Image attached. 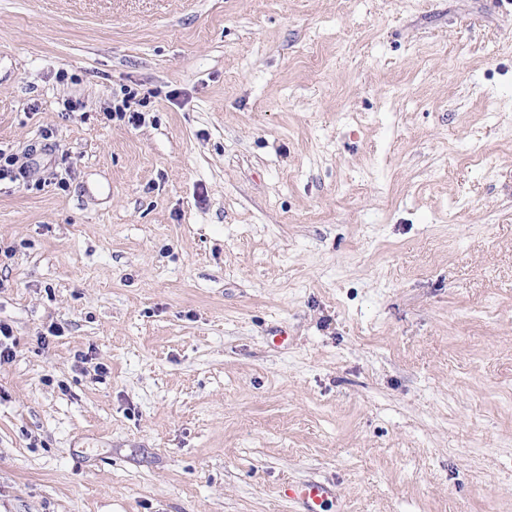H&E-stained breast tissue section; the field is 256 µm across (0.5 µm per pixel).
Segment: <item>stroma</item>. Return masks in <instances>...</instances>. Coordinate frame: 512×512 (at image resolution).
Masks as SVG:
<instances>
[{"instance_id":"1","label":"stroma","mask_w":512,"mask_h":512,"mask_svg":"<svg viewBox=\"0 0 512 512\" xmlns=\"http://www.w3.org/2000/svg\"><path fill=\"white\" fill-rule=\"evenodd\" d=\"M0 150V512H512V12L0 0ZM137 94L126 90L121 100L113 102L112 112L109 114L112 120L118 119L132 126L140 125L142 122V113L133 109V104L137 105ZM285 494L299 505V512H324L331 488L323 482L306 481L289 484Z\"/></svg>"}]
</instances>
